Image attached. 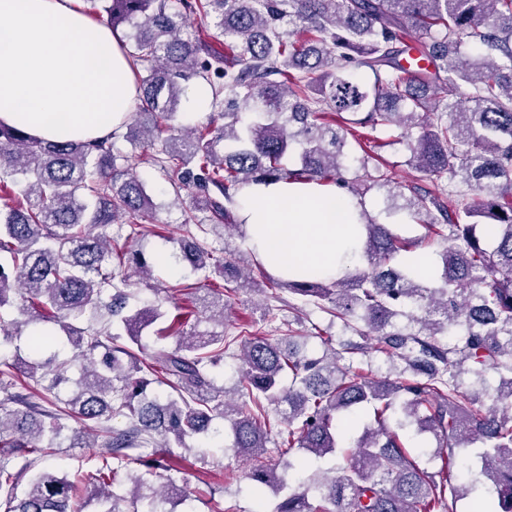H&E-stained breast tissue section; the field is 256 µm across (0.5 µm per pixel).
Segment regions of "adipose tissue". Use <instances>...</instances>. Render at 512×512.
<instances>
[{"label": "adipose tissue", "instance_id": "ef3b65f1", "mask_svg": "<svg viewBox=\"0 0 512 512\" xmlns=\"http://www.w3.org/2000/svg\"><path fill=\"white\" fill-rule=\"evenodd\" d=\"M135 79L111 28L79 0H0V123L46 141L120 128ZM238 208L249 242L276 275L332 279L359 259L356 208L315 183L255 184Z\"/></svg>", "mask_w": 512, "mask_h": 512}]
</instances>
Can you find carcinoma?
I'll return each mask as SVG.
<instances>
[{
	"label": "carcinoma",
	"instance_id": "cac0c4a2",
	"mask_svg": "<svg viewBox=\"0 0 512 512\" xmlns=\"http://www.w3.org/2000/svg\"><path fill=\"white\" fill-rule=\"evenodd\" d=\"M84 3L125 30L139 104L127 132L90 141L51 143L0 124V190L11 198L0 207V310L19 314H0V346L32 324L60 330L32 334L36 359L0 362V512H81L75 483L37 468L57 448L95 447L70 419L104 437L97 512H169L186 500L172 476L151 486L145 475L165 464L145 449L214 440L216 419L228 424L229 449L248 462L266 512H455L471 494L479 512H512V0ZM192 18L212 34L183 37ZM298 27L308 32L302 43L289 39ZM416 49L428 65L409 73L403 61ZM191 77L211 90L207 127L173 125L181 81ZM443 87L444 95H429ZM392 126L404 131L411 168L435 178L434 188L393 206L427 237L406 239L361 209L360 261L336 278L290 280L258 267L266 287L341 320L360 341L338 350L327 337L318 353L248 327L189 332V321L199 324L194 310L170 317L159 302L130 307L125 268L147 277L152 269L112 225L144 232L156 204L118 140L149 152L175 189L199 188L193 210L224 216L230 230L232 207L254 183L315 182L362 197L361 179L346 177L348 134L364 178L403 196L390 172L369 167L374 133ZM294 145L298 160L288 167L282 159ZM486 224L496 229L489 242ZM435 243L443 245L440 285L429 288L400 256ZM180 257L232 278L238 290H261L249 263L213 264L193 236ZM204 302L206 321L224 323V291L207 289ZM105 316L97 328L81 326ZM400 317L409 325L397 327ZM60 334L80 363L72 389L67 363L43 356ZM150 334L174 336L176 345L142 360ZM445 335L456 341L444 344ZM369 348L399 362L402 376L355 367ZM227 354L238 361L240 400L210 376ZM468 366L480 381L496 375L490 406L463 386ZM43 391L50 410L35 401ZM116 417L128 427L113 428ZM410 426L433 434L436 448L422 453L441 460L439 471L421 465ZM274 435L275 463L267 457ZM330 457L339 463L312 469ZM122 469L134 471L129 498L111 490ZM456 474L473 479L457 485Z\"/></svg>",
	"mask_w": 512,
	"mask_h": 512
}]
</instances>
